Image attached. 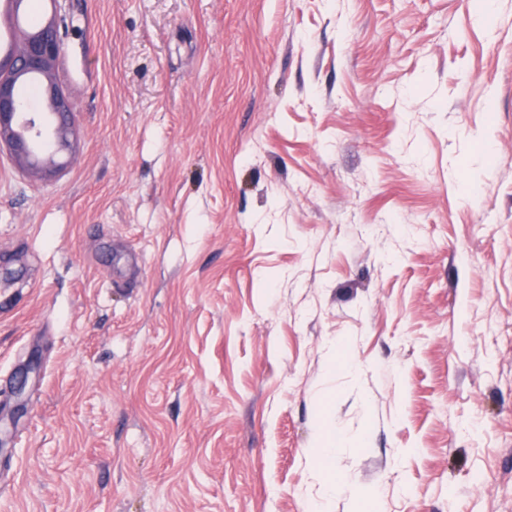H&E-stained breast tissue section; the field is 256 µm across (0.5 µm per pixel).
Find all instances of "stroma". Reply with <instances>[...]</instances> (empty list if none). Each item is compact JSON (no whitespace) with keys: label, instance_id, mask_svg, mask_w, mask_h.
Masks as SVG:
<instances>
[{"label":"stroma","instance_id":"1","mask_svg":"<svg viewBox=\"0 0 512 512\" xmlns=\"http://www.w3.org/2000/svg\"><path fill=\"white\" fill-rule=\"evenodd\" d=\"M56 8L76 155L0 151V512H512V0L0 38Z\"/></svg>","mask_w":512,"mask_h":512}]
</instances>
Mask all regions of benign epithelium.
Returning a JSON list of instances; mask_svg holds the SVG:
<instances>
[{"instance_id":"obj_1","label":"benign epithelium","mask_w":512,"mask_h":512,"mask_svg":"<svg viewBox=\"0 0 512 512\" xmlns=\"http://www.w3.org/2000/svg\"><path fill=\"white\" fill-rule=\"evenodd\" d=\"M59 21L60 13L53 12L37 30L25 34L18 51L0 55V145H7L20 165L34 174L63 166L58 154L76 143L70 93L58 80L63 54ZM32 76L44 94L42 112L26 111L17 94V87Z\"/></svg>"}]
</instances>
